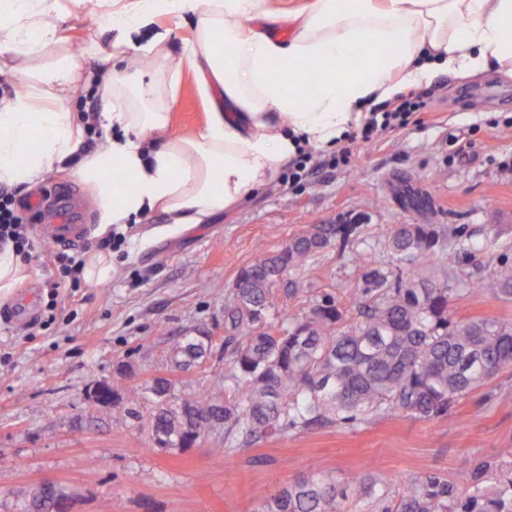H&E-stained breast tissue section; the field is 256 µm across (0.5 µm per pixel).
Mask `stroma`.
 <instances>
[{"label": "stroma", "mask_w": 512, "mask_h": 512, "mask_svg": "<svg viewBox=\"0 0 512 512\" xmlns=\"http://www.w3.org/2000/svg\"><path fill=\"white\" fill-rule=\"evenodd\" d=\"M495 85L492 102L462 98ZM415 123L358 146L349 162L324 166L299 183L269 185L238 208L204 224H170L142 216L115 267L98 281L61 283L54 256L103 251L108 235L88 187L60 171L34 189L13 188L15 207L37 240L25 261L19 294L35 298L31 325L8 321L19 294L0 299V512H28L43 482L59 485L72 512H254L294 479L320 470L343 480L373 475L391 492L405 481L436 478L458 498L471 491L464 460L512 462V375L452 405L447 417L380 413L362 425L318 426L264 438L242 452L206 440L188 449L155 448L147 436L150 407L138 417L124 404L98 407L93 387L124 379L142 385L165 377L182 394L224 390V297L238 272L262 253L321 226H356L360 239L396 224L464 225L469 248L458 266L476 275L512 265V77L490 70L461 78L437 73ZM173 129L201 128L208 106L183 66ZM79 196L82 235L43 239L42 214L29 207L58 190ZM426 198L413 208L408 192ZM358 269L341 239L306 270L279 286L271 320L300 314L316 299L355 288ZM454 318H512V302L453 295ZM183 336H208L210 355L171 371L169 349ZM155 479L146 483L144 472Z\"/></svg>", "instance_id": "obj_1"}]
</instances>
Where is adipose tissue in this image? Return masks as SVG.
Segmentation results:
<instances>
[{
  "instance_id": "adipose-tissue-1",
  "label": "adipose tissue",
  "mask_w": 512,
  "mask_h": 512,
  "mask_svg": "<svg viewBox=\"0 0 512 512\" xmlns=\"http://www.w3.org/2000/svg\"><path fill=\"white\" fill-rule=\"evenodd\" d=\"M62 0H0V62L17 89L0 97V184L35 186L71 165L91 187L101 224L128 226L160 211L200 224L270 185L305 145L336 147L365 106L435 71L512 75V0H96L109 35L63 51ZM176 16L193 38L187 58L209 112L190 135L172 130L181 64L168 31L140 30ZM290 25L289 37L279 30ZM97 86L108 144L80 154L78 113L65 92Z\"/></svg>"
}]
</instances>
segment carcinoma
Returning a JSON list of instances; mask_svg holds the SVG:
<instances>
[{
    "instance_id": "1",
    "label": "carcinoma",
    "mask_w": 512,
    "mask_h": 512,
    "mask_svg": "<svg viewBox=\"0 0 512 512\" xmlns=\"http://www.w3.org/2000/svg\"><path fill=\"white\" fill-rule=\"evenodd\" d=\"M333 229L317 227L243 268L224 298V396H183L173 381L150 385L115 382L112 401L129 414L152 408L151 438L158 448H194L214 436L228 451L246 450L260 438L316 425L359 424L381 410L418 419L446 418L454 403L512 374V320L450 317L462 284L473 296L512 301V267L473 277L457 270L461 230L434 224L380 229L391 261L351 245L361 271L341 301L330 294L306 312L268 321L279 299L277 283L309 264L332 242ZM209 336H183L170 362L181 371L211 352ZM472 492L463 500L435 482L404 490L397 512H512V467L486 483L487 464L466 463ZM386 498L366 474L346 486L322 472L297 480L262 502L257 512H345L348 499Z\"/></svg>"
}]
</instances>
